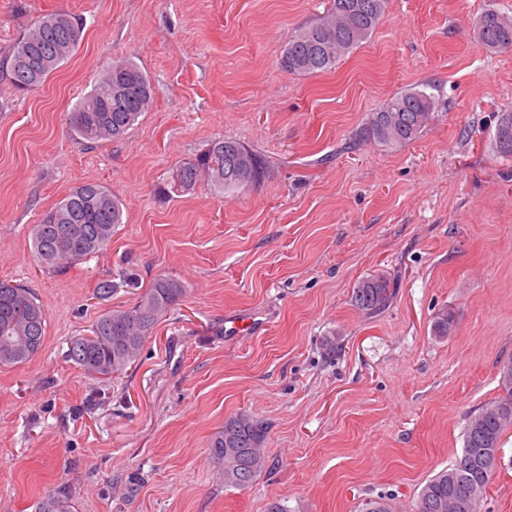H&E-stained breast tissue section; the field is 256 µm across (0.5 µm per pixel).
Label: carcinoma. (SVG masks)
Instances as JSON below:
<instances>
[{
  "label": "carcinoma",
  "instance_id": "carcinoma-1",
  "mask_svg": "<svg viewBox=\"0 0 512 512\" xmlns=\"http://www.w3.org/2000/svg\"><path fill=\"white\" fill-rule=\"evenodd\" d=\"M386 0H332L330 14L297 30L283 50L279 64L293 74L324 72L366 41L376 29ZM478 42L487 49L512 48V16L495 8L475 21ZM82 25L68 14L56 13L37 20L12 44L0 47L12 87L19 91L39 88L75 53ZM152 99L148 76L129 57L112 60L105 75L83 95L69 113L75 137L88 142L122 138L146 111ZM436 98L427 89H410L387 99L370 113L355 138L385 149L417 139L435 110ZM498 152L512 157V113L497 124ZM254 165L250 185L269 175L270 164L261 153L237 140H218L193 159L179 164L169 185L174 193L193 189L201 180L224 196L245 188L237 177L240 157ZM122 204L112 191L97 182L75 187L46 212L33 227L32 245L41 262L55 270L70 268L102 251L122 223ZM127 282L105 279L95 298L105 300ZM185 288L176 278L159 275L137 300L125 309L99 315L90 334L69 340L66 357L88 374L102 380L119 376L138 358L145 341L168 311L182 299ZM394 289L384 275L358 283L355 307L377 316L391 303ZM46 314L35 293L22 284L0 281V367L30 361L43 347ZM512 426V390L471 415L464 432L462 455L430 477L421 487L415 512H477L501 448L504 433ZM268 426L240 413L224 420L210 442V455L222 466L224 486L243 488L267 466L263 452Z\"/></svg>",
  "mask_w": 512,
  "mask_h": 512
}]
</instances>
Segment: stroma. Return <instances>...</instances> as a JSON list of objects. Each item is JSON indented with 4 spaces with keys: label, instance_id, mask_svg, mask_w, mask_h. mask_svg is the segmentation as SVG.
Returning a JSON list of instances; mask_svg holds the SVG:
<instances>
[{
    "label": "stroma",
    "instance_id": "stroma-1",
    "mask_svg": "<svg viewBox=\"0 0 512 512\" xmlns=\"http://www.w3.org/2000/svg\"><path fill=\"white\" fill-rule=\"evenodd\" d=\"M330 5L0 0V46L49 14L83 23L40 88L0 77V280L31 288L47 315L38 355L0 368V512H39L60 490L68 512H361L381 495L414 512L460 457L512 359V158L495 146L512 49L483 48L474 25L512 0H387L335 68L282 69L291 35ZM119 56L149 76L150 107L124 139L81 141L67 116ZM422 84L436 109L418 139L356 140L370 112ZM227 138L267 157L264 183L164 194L176 165ZM87 182L118 197L123 222L96 256L47 271L31 228ZM121 271L133 285L95 299ZM161 274L185 294L124 374L104 381L66 358L70 338ZM377 274L396 288L370 318L351 297ZM443 310L454 326L438 336ZM237 413L269 427L268 466L243 489L225 487L209 451ZM478 512H512V428Z\"/></svg>",
    "mask_w": 512,
    "mask_h": 512
}]
</instances>
